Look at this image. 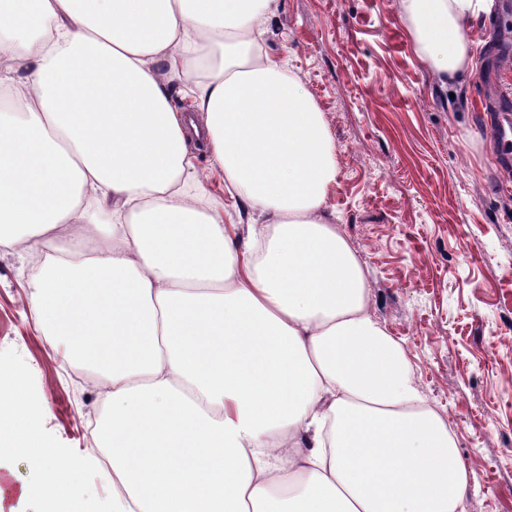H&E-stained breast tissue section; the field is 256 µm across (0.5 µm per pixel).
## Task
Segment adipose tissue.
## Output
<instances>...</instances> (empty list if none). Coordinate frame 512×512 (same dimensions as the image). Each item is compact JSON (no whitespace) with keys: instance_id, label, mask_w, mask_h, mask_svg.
<instances>
[{"instance_id":"ef3b65f1","label":"adipose tissue","mask_w":512,"mask_h":512,"mask_svg":"<svg viewBox=\"0 0 512 512\" xmlns=\"http://www.w3.org/2000/svg\"><path fill=\"white\" fill-rule=\"evenodd\" d=\"M491 5L400 0L439 80L475 70ZM275 9L0 0V245L65 241L32 308L96 367L112 512H459L476 477L369 311L323 114L261 47ZM200 132L235 216L210 200Z\"/></svg>"}]
</instances>
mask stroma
I'll use <instances>...</instances> for the list:
<instances>
[{"instance_id":"35a3bbf8","label":"stroma","mask_w":512,"mask_h":512,"mask_svg":"<svg viewBox=\"0 0 512 512\" xmlns=\"http://www.w3.org/2000/svg\"><path fill=\"white\" fill-rule=\"evenodd\" d=\"M512 0H493L470 37L478 67L441 84L415 53L399 0H278L265 36L321 110L336 147L329 194L366 272L375 318L403 341L425 398L477 483L463 512H512V145L491 129L512 109ZM40 255L0 247V377L21 392L42 461L0 432L12 487L0 512H41L42 465L59 461L85 493L58 512H112V474L93 462L95 391L31 309Z\"/></svg>"}]
</instances>
